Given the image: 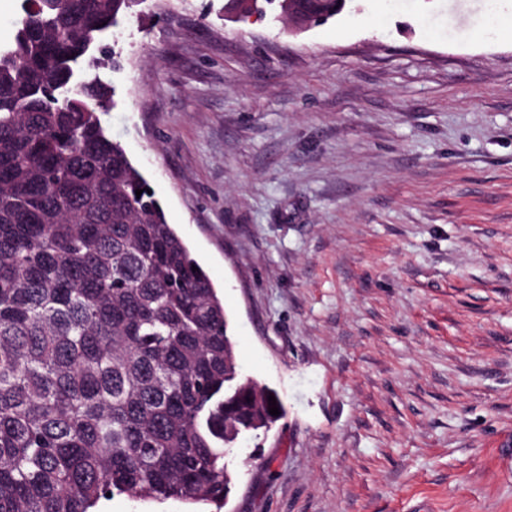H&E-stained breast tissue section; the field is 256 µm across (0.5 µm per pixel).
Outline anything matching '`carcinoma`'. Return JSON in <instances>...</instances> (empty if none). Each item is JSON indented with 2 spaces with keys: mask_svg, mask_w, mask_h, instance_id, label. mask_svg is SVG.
<instances>
[{
  "mask_svg": "<svg viewBox=\"0 0 512 512\" xmlns=\"http://www.w3.org/2000/svg\"><path fill=\"white\" fill-rule=\"evenodd\" d=\"M144 0H22L0 47V512L107 496L220 504L276 392L241 376L224 302L97 113L83 62ZM142 190L136 196V190Z\"/></svg>",
  "mask_w": 512,
  "mask_h": 512,
  "instance_id": "carcinoma-1",
  "label": "carcinoma"
}]
</instances>
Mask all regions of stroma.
Returning a JSON list of instances; mask_svg holds the SVG:
<instances>
[{
    "mask_svg": "<svg viewBox=\"0 0 512 512\" xmlns=\"http://www.w3.org/2000/svg\"><path fill=\"white\" fill-rule=\"evenodd\" d=\"M224 3L143 0L100 119L284 416L227 505L99 512H512V0Z\"/></svg>",
    "mask_w": 512,
    "mask_h": 512,
    "instance_id": "1",
    "label": "stroma"
}]
</instances>
